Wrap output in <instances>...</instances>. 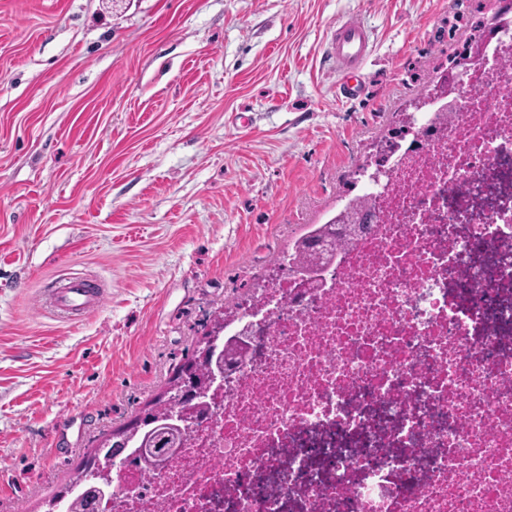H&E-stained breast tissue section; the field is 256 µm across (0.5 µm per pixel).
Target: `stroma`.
<instances>
[{"label":"stroma","instance_id":"1","mask_svg":"<svg viewBox=\"0 0 512 512\" xmlns=\"http://www.w3.org/2000/svg\"><path fill=\"white\" fill-rule=\"evenodd\" d=\"M512 0H0V512H45ZM362 17L366 94L326 47ZM248 123L236 122V115ZM104 281L79 321L40 308Z\"/></svg>","mask_w":512,"mask_h":512}]
</instances>
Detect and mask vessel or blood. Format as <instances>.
<instances>
[{"mask_svg": "<svg viewBox=\"0 0 512 512\" xmlns=\"http://www.w3.org/2000/svg\"><path fill=\"white\" fill-rule=\"evenodd\" d=\"M329 49L342 95L358 98L362 92V71L372 51L371 35L359 15L349 14L337 20ZM106 295L101 284L75 277L63 286L45 290L43 304L58 315L80 319L99 307Z\"/></svg>", "mask_w": 512, "mask_h": 512, "instance_id": "obj_1", "label": "vessel or blood"}]
</instances>
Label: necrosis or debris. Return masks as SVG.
<instances>
[{
	"label": "necrosis or debris",
	"mask_w": 512,
	"mask_h": 512,
	"mask_svg": "<svg viewBox=\"0 0 512 512\" xmlns=\"http://www.w3.org/2000/svg\"><path fill=\"white\" fill-rule=\"evenodd\" d=\"M475 45L360 172L369 231L237 296L246 361L94 512H512V17Z\"/></svg>",
	"instance_id": "1"
}]
</instances>
